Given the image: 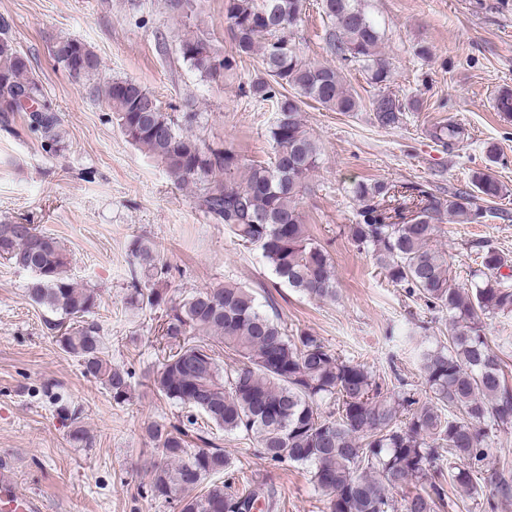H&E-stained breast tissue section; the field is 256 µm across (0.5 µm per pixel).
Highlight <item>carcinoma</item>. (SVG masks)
Returning <instances> with one entry per match:
<instances>
[{"mask_svg":"<svg viewBox=\"0 0 512 512\" xmlns=\"http://www.w3.org/2000/svg\"><path fill=\"white\" fill-rule=\"evenodd\" d=\"M322 10L336 24L328 38L332 53L347 65H361L372 83L387 85L392 72L379 56L382 33L360 0H322ZM302 11V0H224L234 54H218L204 36L179 43L182 60L212 79L261 52L263 76L247 93L275 112L273 156L251 165L240 181L225 179L242 167L237 153L187 133L196 113L166 112L153 93L128 79L92 85L88 93L103 97L127 140L158 160L174 183L198 189L209 217L237 241L258 247L282 282L321 300L336 297L337 285L331 258L308 233L299 208L320 164L319 147L300 112L308 100L335 112H354L358 101L336 67L306 62L291 47L288 33L303 22ZM6 29L0 22V125L8 130L22 109L19 98L36 101L41 88ZM52 54L69 71L92 59L83 78L101 67L99 57L78 40L57 42ZM373 107L377 123L393 127L417 104L386 93ZM27 127L43 150L58 152L55 113L31 112ZM457 135L448 124L430 132L444 149ZM472 186L443 201L422 185L361 181L351 190L358 220L343 228L389 282L408 289L430 310L448 311V345L419 354L432 401H420L401 379L391 385L343 359L310 331L288 332L279 314L264 309L252 290L230 283L197 291L160 316L162 359L152 373L154 387L216 429L255 440L267 460L309 468L315 490L328 496L329 512H441L457 506L448 496L450 484L462 488L482 512H494L497 502L512 499V469L488 462L491 436L512 429V385L501 351L486 336L485 318L512 313V276L502 273L512 268V260L492 244L479 243L477 267L462 282H453L448 251L437 245L436 221L443 214L459 224H479L488 215L480 202L503 192L490 172L475 173ZM131 255L130 302L141 309L160 307L165 299L157 285L169 279L170 267L157 246L141 238ZM1 258L34 274L27 296L60 315L46 327L56 333L60 348L77 358L81 373L108 389L115 401L127 400L130 375L112 367L99 324L87 319L98 294L69 276L65 244L35 224L0 222ZM226 350L238 359L223 369L220 355ZM148 433L161 456L151 495L177 512L280 507L273 485L239 481L219 437L194 419L152 425ZM445 453L468 467L443 472L438 465ZM220 473L223 481L207 483ZM410 484L420 489L396 507L392 491Z\"/></svg>","mask_w":512,"mask_h":512,"instance_id":"carcinoma-1","label":"carcinoma"}]
</instances>
